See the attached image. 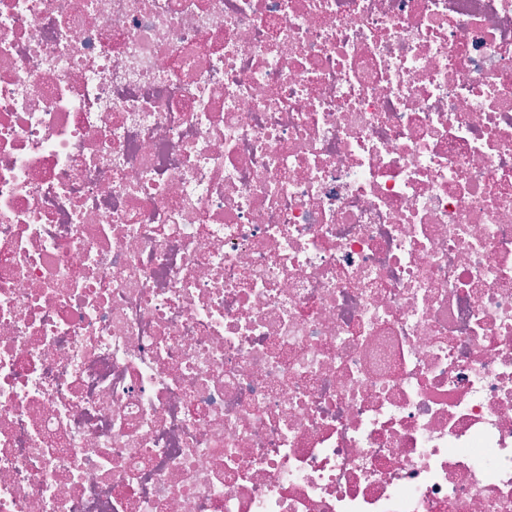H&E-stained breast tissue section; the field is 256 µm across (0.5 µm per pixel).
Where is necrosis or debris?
Listing matches in <instances>:
<instances>
[{
  "instance_id": "obj_1",
  "label": "necrosis or debris",
  "mask_w": 512,
  "mask_h": 512,
  "mask_svg": "<svg viewBox=\"0 0 512 512\" xmlns=\"http://www.w3.org/2000/svg\"><path fill=\"white\" fill-rule=\"evenodd\" d=\"M0 512H512V0H0Z\"/></svg>"
}]
</instances>
